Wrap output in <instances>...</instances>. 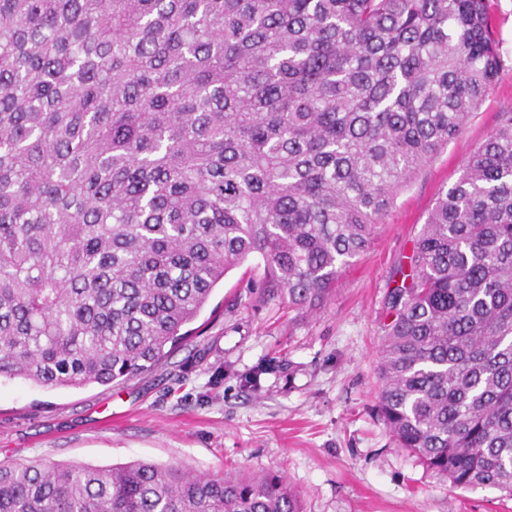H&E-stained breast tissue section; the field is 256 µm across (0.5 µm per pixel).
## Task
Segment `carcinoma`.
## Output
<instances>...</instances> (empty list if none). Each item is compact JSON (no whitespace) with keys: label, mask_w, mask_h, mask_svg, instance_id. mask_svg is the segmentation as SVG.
I'll list each match as a JSON object with an SVG mask.
<instances>
[{"label":"carcinoma","mask_w":512,"mask_h":512,"mask_svg":"<svg viewBox=\"0 0 512 512\" xmlns=\"http://www.w3.org/2000/svg\"><path fill=\"white\" fill-rule=\"evenodd\" d=\"M491 0H0V379L154 369L232 269L316 309L506 66ZM388 289L379 414L512 495V111ZM0 512H303L281 475L0 462Z\"/></svg>","instance_id":"1"}]
</instances>
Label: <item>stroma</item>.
<instances>
[{
	"label": "stroma",
	"mask_w": 512,
	"mask_h": 512,
	"mask_svg": "<svg viewBox=\"0 0 512 512\" xmlns=\"http://www.w3.org/2000/svg\"><path fill=\"white\" fill-rule=\"evenodd\" d=\"M507 109L512 66L464 132L400 193L322 308L259 301L263 269L252 259L225 276L191 336L150 372L78 389L1 380L0 462L139 459L218 476L281 472L304 512H512L504 492L454 489L426 471L377 411L386 292L438 196ZM261 367V388L243 387L240 374Z\"/></svg>",
	"instance_id": "35a3bbf8"
}]
</instances>
